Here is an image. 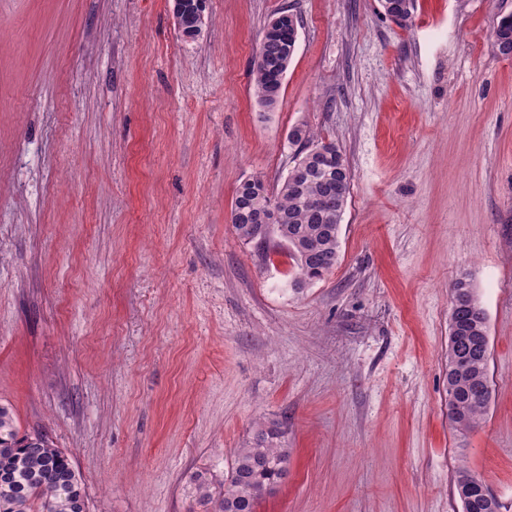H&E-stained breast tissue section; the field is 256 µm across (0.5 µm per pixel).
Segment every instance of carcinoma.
I'll return each instance as SVG.
<instances>
[{
    "instance_id": "1",
    "label": "carcinoma",
    "mask_w": 512,
    "mask_h": 512,
    "mask_svg": "<svg viewBox=\"0 0 512 512\" xmlns=\"http://www.w3.org/2000/svg\"><path fill=\"white\" fill-rule=\"evenodd\" d=\"M385 16L402 27L412 24L416 0H379ZM299 20L264 28L263 53L252 61L251 81L257 101L266 108L279 101L283 80L297 44L286 34ZM497 53L512 58V14L493 30ZM295 148L294 165L279 187L268 189L261 178L247 179L236 189L231 224L245 243L261 246L275 233L298 270V288L331 273L339 261L340 225L350 194L351 172L333 140L314 135L303 124L288 135ZM448 323V421L459 437L478 427L491 399L488 317L471 280L461 276L451 288ZM282 423L257 422L241 448H236L217 486L197 485L200 505L213 512H257L288 475V449ZM473 480L469 512H488L489 489L463 466L455 488ZM78 472L70 458L42 433L19 434L10 409L0 405V512H84Z\"/></svg>"
}]
</instances>
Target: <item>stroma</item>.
Listing matches in <instances>:
<instances>
[{"label":"stroma","instance_id":"35a3bbf8","mask_svg":"<svg viewBox=\"0 0 512 512\" xmlns=\"http://www.w3.org/2000/svg\"><path fill=\"white\" fill-rule=\"evenodd\" d=\"M297 15L273 110L250 66ZM512 0H0V404L76 468L87 512H200L258 421L288 475L257 512H461L466 467L512 512ZM303 124L351 171L340 261L302 290L237 238ZM487 312L492 393L448 422L451 288ZM190 0H174L173 14L177 23V26L183 32L189 29L192 34L190 36H198L202 32V26L205 23V13L202 9L201 2H197V8L194 3L193 5L187 4ZM187 26V27H186ZM186 27V28H185ZM379 5L384 15L401 27L412 24L416 0H379ZM492 37L497 53L503 58H512V14L499 19Z\"/></svg>","mask_w":512,"mask_h":512}]
</instances>
